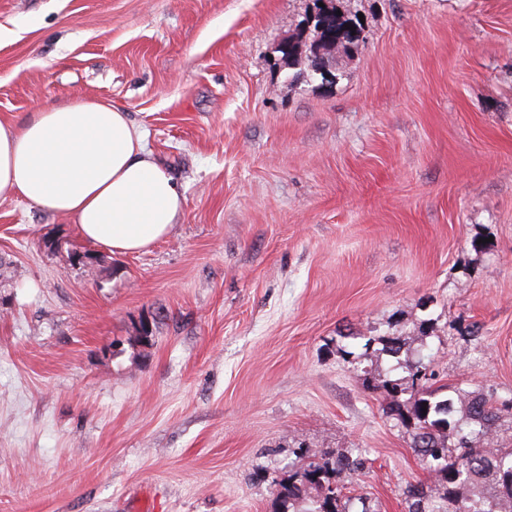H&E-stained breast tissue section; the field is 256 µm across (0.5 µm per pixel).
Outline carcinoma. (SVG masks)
<instances>
[{
	"mask_svg": "<svg viewBox=\"0 0 512 512\" xmlns=\"http://www.w3.org/2000/svg\"><path fill=\"white\" fill-rule=\"evenodd\" d=\"M347 21L330 12H322L314 28L321 30L322 39L331 43L354 42V29L345 28ZM411 389L421 394L413 411L415 433L412 448L421 469L444 484V492L433 499L424 485H410L404 491L408 512H512V448H485L481 437L512 411L499 407L489 397H474L469 402L464 422L452 420L453 402L442 399V388L421 384L426 378L417 365H408ZM455 439L457 444L448 445ZM365 468L362 453L341 450L313 454L305 467L286 479L273 480L283 502H291L303 488L315 489L319 507L314 512H350V499L342 494L343 477Z\"/></svg>",
	"mask_w": 512,
	"mask_h": 512,
	"instance_id": "cac0c4a2",
	"label": "carcinoma"
}]
</instances>
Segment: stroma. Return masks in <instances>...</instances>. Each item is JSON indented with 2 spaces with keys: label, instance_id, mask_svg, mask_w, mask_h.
<instances>
[{
  "label": "stroma",
  "instance_id": "obj_1",
  "mask_svg": "<svg viewBox=\"0 0 512 512\" xmlns=\"http://www.w3.org/2000/svg\"><path fill=\"white\" fill-rule=\"evenodd\" d=\"M328 5L319 75L314 0H0V122L111 101L185 197L124 255L0 197V512H280L301 448L405 512L376 379L512 399V0ZM345 24L350 25L335 11L334 13L322 11L321 17L315 22L314 29L321 30V38L328 42L335 44L341 41L353 43L356 39V31L352 25H350V29H345ZM352 32H355V35H352Z\"/></svg>",
  "mask_w": 512,
  "mask_h": 512
}]
</instances>
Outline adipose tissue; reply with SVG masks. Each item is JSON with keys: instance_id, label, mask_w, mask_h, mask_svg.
Here are the masks:
<instances>
[{"instance_id": "ef3b65f1", "label": "adipose tissue", "mask_w": 512, "mask_h": 512, "mask_svg": "<svg viewBox=\"0 0 512 512\" xmlns=\"http://www.w3.org/2000/svg\"><path fill=\"white\" fill-rule=\"evenodd\" d=\"M0 196L69 216L86 240L119 254L165 237L185 205L128 113L83 97L0 123Z\"/></svg>"}]
</instances>
